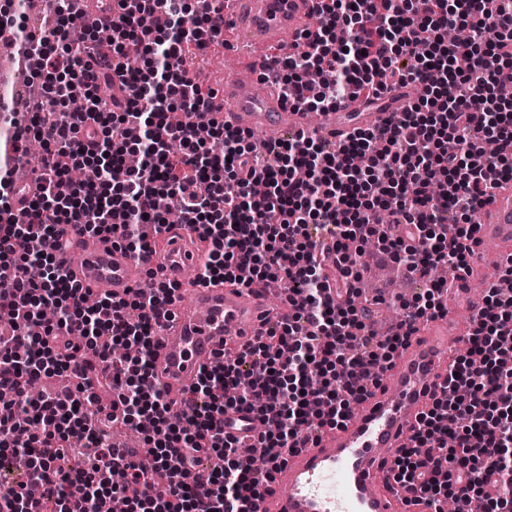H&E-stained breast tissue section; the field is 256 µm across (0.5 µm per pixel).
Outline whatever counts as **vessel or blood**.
<instances>
[{"label": "vessel or blood", "instance_id": "1", "mask_svg": "<svg viewBox=\"0 0 512 512\" xmlns=\"http://www.w3.org/2000/svg\"><path fill=\"white\" fill-rule=\"evenodd\" d=\"M204 14L220 12L232 32L227 57L247 59L256 71L246 80L226 78L210 101L212 118L225 126L247 130L255 144L276 145L288 134L312 132L340 143L354 129H384L392 113L402 111L408 88L389 91L376 103L360 97L346 101L339 111L324 112L317 125L306 113L284 105L260 80L275 67L283 51H304L302 33L314 17L319 0H203ZM84 11L95 14L102 26L118 22L124 0H112L111 9L98 0H85ZM19 193L13 218H22L36 193L33 174L18 178ZM474 248L472 266L486 284L501 275L498 244L512 240V184L496 189ZM70 250L58 257L70 277L85 288H107L122 295L132 287H150L147 269L162 281L192 284L189 299L175 301L171 315L158 331L152 381L173 392H189L201 371L225 351L244 350L263 328L268 312L265 298L246 288L202 285L198 282L205 258L200 232L177 224L168 232L162 253L136 259L130 253L87 232L68 228ZM465 334L439 344L411 343L397 366L384 374L364 403L353 406L343 427L325 432L317 441L290 455L275 474L266 493L252 499L250 512H433L429 503H416L395 486L392 464L410 447L413 428L431 395L440 392L459 342ZM224 429L240 441L257 437L262 425L253 415L230 411Z\"/></svg>", "mask_w": 512, "mask_h": 512}]
</instances>
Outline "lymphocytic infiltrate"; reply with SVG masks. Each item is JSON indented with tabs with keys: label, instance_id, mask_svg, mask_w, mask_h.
I'll return each mask as SVG.
<instances>
[{
	"label": "lymphocytic infiltrate",
	"instance_id": "obj_1",
	"mask_svg": "<svg viewBox=\"0 0 512 512\" xmlns=\"http://www.w3.org/2000/svg\"><path fill=\"white\" fill-rule=\"evenodd\" d=\"M81 2L46 0L36 28L30 0L0 13V37L20 62L37 61L22 110L0 136V214L29 141L43 146L39 195L21 222L0 225V268L14 270L0 288L14 330L0 335V461L25 475L0 512H27L33 487L43 512H100L130 486L138 489L132 502L149 512H245L289 454L340 426L368 396L414 320L447 314L480 231L471 217L496 182H512V101L498 94L512 83V17H498L488 0H320L308 50L284 54L273 72L285 103L333 112L357 93L379 98L387 79L425 94L382 133L358 129L335 146L303 134L261 159L244 131L212 123L220 154L194 132L209 94L186 58L224 46L218 21L200 23L185 0H134L115 41L91 34L74 42ZM451 25L469 27L470 41L448 43ZM133 52L147 70L128 67ZM116 80L123 99H105L101 89ZM79 85L88 107L76 116L65 100ZM87 160L98 179L71 183L70 170ZM171 209L212 240L200 282L260 288L275 279L287 283L295 310L203 372L177 427L164 389L141 386L175 285L92 296L55 258L69 246L67 224L143 255ZM326 234L336 239L342 302L316 254ZM370 240L426 284L383 330L363 321L354 301ZM439 265L452 277L431 280ZM511 337L512 292L490 287L465 354L394 463L414 499L449 497L456 512L478 499L493 512L512 506ZM87 351L146 454L116 453L106 433L112 415L80 360ZM232 409L262 420L261 459L243 457L225 435L219 420Z\"/></svg>",
	"mask_w": 512,
	"mask_h": 512
}]
</instances>
